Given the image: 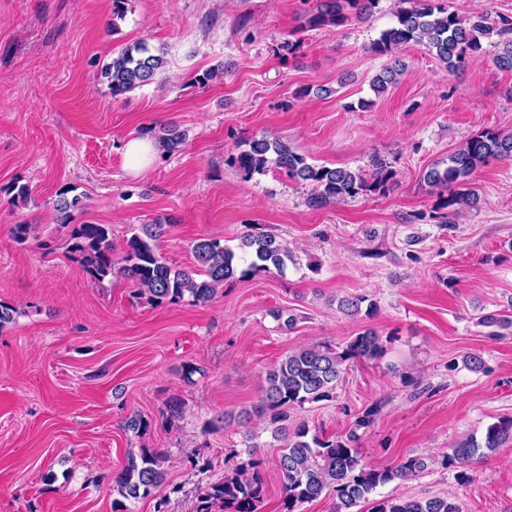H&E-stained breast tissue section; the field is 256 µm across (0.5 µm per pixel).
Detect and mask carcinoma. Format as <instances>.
Segmentation results:
<instances>
[{"mask_svg": "<svg viewBox=\"0 0 512 512\" xmlns=\"http://www.w3.org/2000/svg\"><path fill=\"white\" fill-rule=\"evenodd\" d=\"M396 22L382 31L370 46L372 52L385 55L407 44L424 46L450 72L467 68L482 50V40L492 39L498 48L495 63L512 70V16L489 11L468 17L460 15L440 0H398ZM379 0H322L305 22L317 29L339 27L354 12L358 20L370 14ZM164 66V58L153 54L144 42L127 46L103 68L112 96L151 83ZM406 64L396 58L372 80L378 95L398 82ZM185 140V133L175 124L161 127L156 134L158 148L175 151ZM512 159V133L484 130L467 139L448 155L442 169L425 174L427 182L444 194L443 206L452 218L477 202L469 188L472 175L491 160ZM245 178L263 175L272 169L313 186L309 203L314 208L353 198L363 192L387 190L393 172L380 159L373 162V172L366 177L346 168L317 166L292 149L287 141L267 137L241 141L239 152L230 158ZM82 196H68L64 191L56 200L59 224L68 229L67 244L73 258L95 281L121 277L136 285L138 298L154 306L177 305L188 301H211L224 282L239 275L246 277L272 269L281 273L286 261L293 259L288 248L270 234L243 237L241 255L211 237L197 239L192 245L195 262L191 266L169 263L159 250L167 232L165 224H141L125 240L123 256L113 258L112 233L107 224H71L70 213L81 208ZM384 354L380 336L368 329L358 333L340 351L328 345L294 351L267 375V386L255 412L272 427L278 440L285 442L276 467L283 478L284 505L287 512L299 503L313 501L324 493L336 496L338 512H356L358 504L378 487L396 480L405 481L427 468L420 456L406 458L395 467L376 468L364 464L354 448V436L326 439L298 426L288 429V409L306 402L331 400L349 363L378 360ZM507 440H512V418L489 425L482 438L469 437L451 449L448 458L462 466L481 458ZM165 454L140 449L129 453L126 465L113 481L112 490L125 499L151 495L165 479ZM195 512H216L232 506L233 512H257L263 493V478L255 464L240 466L232 476L219 481H198ZM373 512H460L454 498L434 496L425 499L388 496Z\"/></svg>", "mask_w": 512, "mask_h": 512, "instance_id": "cac0c4a2", "label": "carcinoma"}]
</instances>
